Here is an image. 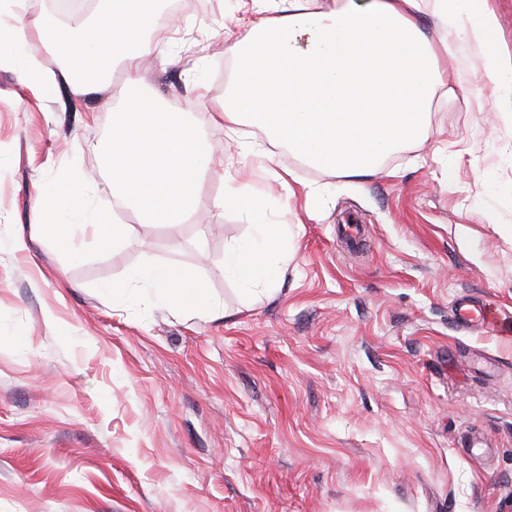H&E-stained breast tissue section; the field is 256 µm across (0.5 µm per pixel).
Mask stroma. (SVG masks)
I'll return each mask as SVG.
<instances>
[{"instance_id": "1", "label": "stroma", "mask_w": 512, "mask_h": 512, "mask_svg": "<svg viewBox=\"0 0 512 512\" xmlns=\"http://www.w3.org/2000/svg\"><path fill=\"white\" fill-rule=\"evenodd\" d=\"M238 6L198 0L180 35L153 29L157 70L132 87L114 72L89 103L0 70V240L33 222V183L73 142L99 166L117 103L185 113L224 165L179 243L128 211L136 234L89 263L35 240L0 250V512H512V154L493 98L432 103L437 147H401L371 177L247 125L263 152L241 156L208 117L235 80L222 28ZM285 169L291 198L272 177ZM231 186L297 235L273 299L224 278L247 222L209 210ZM145 262L198 271L229 317L102 295ZM462 301L495 306L497 325H457Z\"/></svg>"}]
</instances>
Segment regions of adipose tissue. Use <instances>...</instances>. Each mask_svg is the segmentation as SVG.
<instances>
[{
	"mask_svg": "<svg viewBox=\"0 0 512 512\" xmlns=\"http://www.w3.org/2000/svg\"><path fill=\"white\" fill-rule=\"evenodd\" d=\"M483 0H262L247 4L232 40L235 75L252 78L210 114L232 145L253 151L238 136L241 125L270 132L275 142L309 163L346 177L375 175L383 158L432 135L428 109L448 96L439 67L446 56L474 52L482 59L500 112L512 115V55L490 44L497 18ZM23 0L0 7V69L27 87L51 92L66 85L80 101L109 89L114 70L128 84L145 79L152 53L147 35L155 15L144 0H100L92 19L69 23L25 19ZM54 53L57 70L46 69L33 43ZM75 147L64 174L37 186L32 235L46 238L71 260L89 261L87 236L114 246L133 225L120 212H139L178 239L201 203L212 169L202 126L164 111L149 98L112 109L110 137L98 178H91ZM111 205H103V195ZM233 208L248 234L224 245V277L247 299L273 296L294 256V231L279 223L245 191L215 204ZM113 302L132 308L200 315L223 312L206 281L192 269L146 262L105 285Z\"/></svg>",
	"mask_w": 512,
	"mask_h": 512,
	"instance_id": "adipose-tissue-1",
	"label": "adipose tissue"
}]
</instances>
